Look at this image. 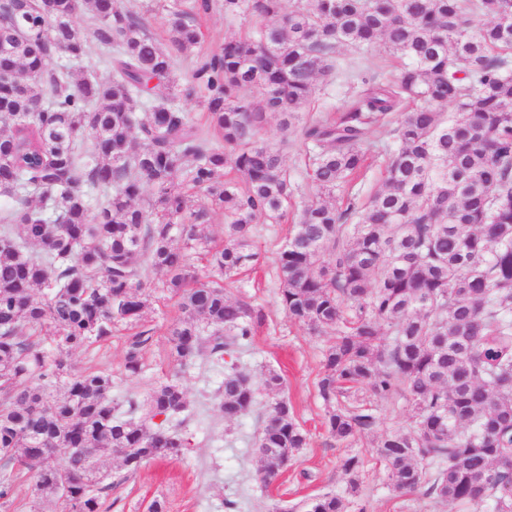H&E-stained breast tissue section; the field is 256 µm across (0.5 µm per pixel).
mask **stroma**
Masks as SVG:
<instances>
[{"label":"stroma","mask_w":512,"mask_h":512,"mask_svg":"<svg viewBox=\"0 0 512 512\" xmlns=\"http://www.w3.org/2000/svg\"><path fill=\"white\" fill-rule=\"evenodd\" d=\"M201 23L202 52L206 55L219 52L225 39L243 33L247 27L243 19L225 18L220 9L203 16ZM333 61L335 74L318 83L307 112H334L351 100L358 89L354 75L360 68L372 66L381 82L392 81L397 73L396 63L389 61L380 45L364 55L347 47L337 48ZM287 235V225L255 224L253 242L260 263L241 274L238 284L228 287L230 295L249 297L266 314L264 325L241 357L258 387L257 406L239 421L225 422L218 410L223 366L203 356L182 370L170 357L165 330L178 315L173 300L160 298L148 315L146 324L154 328L155 335L144 353L139 376H126L123 370L127 332L113 333L109 339L75 352L73 361L79 368L111 372L113 397L145 398L157 382L176 375L189 402L188 416L180 427L189 445L179 457L148 463L132 475L120 469L117 461L103 462V469L111 473L114 482L112 489L102 495L105 512H149L156 500L164 503L166 512H301L307 501L326 492L355 504L369 502L371 512H460L454 505H436L418 495L394 493L375 454V434L358 435L351 446L345 447L325 432V406L317 382L322 376L323 353L332 338L289 321L280 306L275 259ZM271 370L283 377L294 417L307 432L308 443L278 480L266 485L259 479L255 440L265 407L272 399L262 386L265 374ZM349 452L362 460L359 491L355 494L350 491L349 475L340 467L341 459ZM36 480L32 472L15 475L14 493L9 501L0 500V512H63L60 502L35 497Z\"/></svg>","instance_id":"35a3bbf8"}]
</instances>
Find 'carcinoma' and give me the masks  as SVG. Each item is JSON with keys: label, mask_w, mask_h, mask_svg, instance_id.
<instances>
[{"label": "carcinoma", "mask_w": 512, "mask_h": 512, "mask_svg": "<svg viewBox=\"0 0 512 512\" xmlns=\"http://www.w3.org/2000/svg\"><path fill=\"white\" fill-rule=\"evenodd\" d=\"M85 2L0 0V499L28 469L37 498L100 512L112 487L103 459L134 474L180 455L185 439L167 426L188 410L178 380L119 401L112 374L72 363L122 323L133 331L124 372L141 374L158 290L178 303L175 362L224 363V421L251 414L240 357L265 313L226 286L258 264L253 224L291 216L280 304L289 320L334 333L317 383L329 437L348 444L378 428L365 391L403 401L412 425L376 443L392 490L512 512V0H166L182 53L201 44V13L259 20L183 84L145 13L112 0H91L112 79L79 74ZM379 43L402 60L392 82L362 77L342 111H303L337 46ZM162 83L167 94L140 117ZM201 90L206 132L182 108ZM271 116L282 142L303 138L313 195L296 199L264 137ZM390 124L392 142L376 145ZM86 133L93 151L81 163ZM379 159L382 183L363 197L357 180ZM145 184L153 196L140 205ZM211 211L224 214L220 246L199 233ZM145 265L159 282L142 277ZM264 385L275 394L256 441L267 484L307 432L283 377L271 370ZM347 508L335 493L307 504Z\"/></svg>", "instance_id": "obj_1"}]
</instances>
